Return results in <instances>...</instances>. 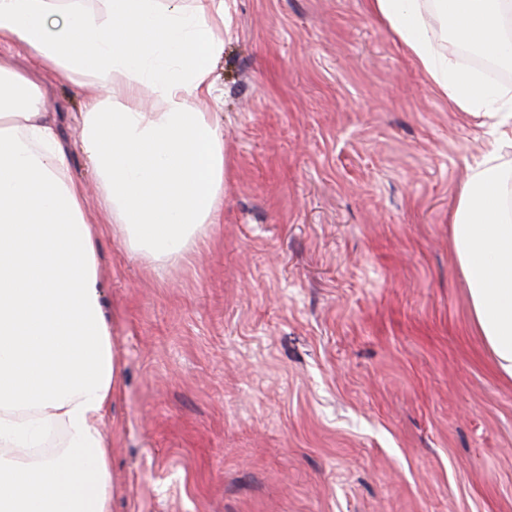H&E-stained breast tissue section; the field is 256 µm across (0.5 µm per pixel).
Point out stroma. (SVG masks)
Instances as JSON below:
<instances>
[{
	"label": "stroma",
	"mask_w": 512,
	"mask_h": 512,
	"mask_svg": "<svg viewBox=\"0 0 512 512\" xmlns=\"http://www.w3.org/2000/svg\"><path fill=\"white\" fill-rule=\"evenodd\" d=\"M204 106L224 217L156 269L103 221L77 115L43 84L122 366L112 512H512V379L476 332L448 234L486 135L366 0H227Z\"/></svg>",
	"instance_id": "35a3bbf8"
}]
</instances>
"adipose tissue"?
<instances>
[{"instance_id": "1", "label": "adipose tissue", "mask_w": 512, "mask_h": 512, "mask_svg": "<svg viewBox=\"0 0 512 512\" xmlns=\"http://www.w3.org/2000/svg\"><path fill=\"white\" fill-rule=\"evenodd\" d=\"M0 0V43L101 95L78 120L105 218L153 266L188 254L224 206V130L200 102L224 53V0ZM488 148L448 216L472 320L512 378V90L439 53L425 11L462 45L498 48L512 0H368ZM151 93L157 107L142 104ZM42 87L0 63V512H112L102 430L121 363L101 311L100 232ZM61 430L58 447L47 434Z\"/></svg>"}]
</instances>
